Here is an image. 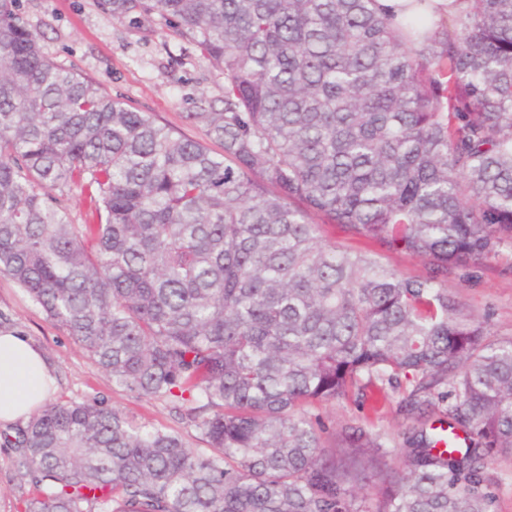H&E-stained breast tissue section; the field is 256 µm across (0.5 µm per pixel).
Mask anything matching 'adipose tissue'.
Instances as JSON below:
<instances>
[{
  "label": "adipose tissue",
  "instance_id": "adipose-tissue-1",
  "mask_svg": "<svg viewBox=\"0 0 512 512\" xmlns=\"http://www.w3.org/2000/svg\"><path fill=\"white\" fill-rule=\"evenodd\" d=\"M54 380L53 365L28 338L0 334V422L28 419Z\"/></svg>",
  "mask_w": 512,
  "mask_h": 512
}]
</instances>
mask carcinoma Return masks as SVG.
<instances>
[{
    "label": "carcinoma",
    "mask_w": 512,
    "mask_h": 512,
    "mask_svg": "<svg viewBox=\"0 0 512 512\" xmlns=\"http://www.w3.org/2000/svg\"><path fill=\"white\" fill-rule=\"evenodd\" d=\"M99 4L224 73V111L190 114L218 148L45 57L0 0V275L207 447L58 399L0 433L23 512H495L512 339L457 287L512 248V0L433 30L376 0ZM396 392L391 440L312 413Z\"/></svg>",
    "instance_id": "obj_1"
}]
</instances>
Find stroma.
<instances>
[{
    "label": "stroma",
    "instance_id": "obj_1",
    "mask_svg": "<svg viewBox=\"0 0 512 512\" xmlns=\"http://www.w3.org/2000/svg\"><path fill=\"white\" fill-rule=\"evenodd\" d=\"M21 10L46 57L133 108L155 113L189 137H204L202 125L191 118L201 101H210L219 110L224 107L222 71L164 22L117 20L98 0H21ZM511 263L512 256L502 255L458 290L464 311L487 317L494 338H512V273L507 270ZM4 331L28 337L53 363L55 397L103 401L140 424L181 435L189 447H202L194 426L165 402L137 397L113 384L66 328L50 321L23 288L0 276V332ZM318 413L340 425L369 419L374 431L390 438L402 427L392 404L375 417L348 399L326 403ZM29 490L20 477L15 449L0 441V512H18Z\"/></svg>",
    "mask_w": 512,
    "mask_h": 512
}]
</instances>
